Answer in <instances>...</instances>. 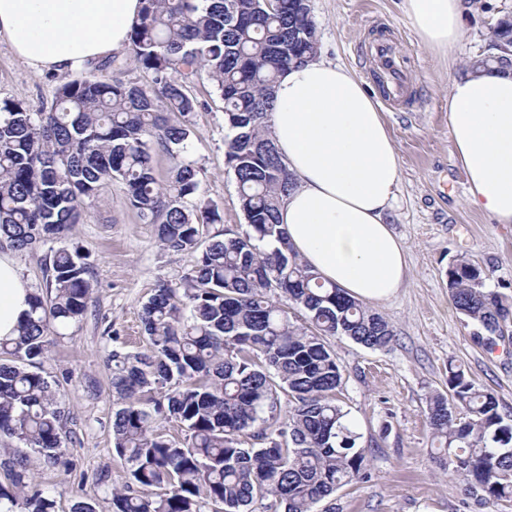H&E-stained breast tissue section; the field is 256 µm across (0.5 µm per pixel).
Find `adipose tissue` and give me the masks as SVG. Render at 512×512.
<instances>
[{
  "mask_svg": "<svg viewBox=\"0 0 512 512\" xmlns=\"http://www.w3.org/2000/svg\"><path fill=\"white\" fill-rule=\"evenodd\" d=\"M141 8V0H0V39L33 70L71 73L126 48ZM463 9V0H403L420 41L443 52L460 36ZM271 125L295 180L279 210L289 244L350 297L388 300L408 277V249L387 220L400 156L375 92L315 58L280 75ZM448 127L469 204L512 224V71L453 81ZM32 293L0 254V336L17 334Z\"/></svg>",
  "mask_w": 512,
  "mask_h": 512,
  "instance_id": "ef3b65f1",
  "label": "adipose tissue"
}]
</instances>
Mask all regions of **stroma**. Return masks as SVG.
Wrapping results in <instances>:
<instances>
[{
	"instance_id": "stroma-1",
	"label": "stroma",
	"mask_w": 512,
	"mask_h": 512,
	"mask_svg": "<svg viewBox=\"0 0 512 512\" xmlns=\"http://www.w3.org/2000/svg\"><path fill=\"white\" fill-rule=\"evenodd\" d=\"M319 36V59L338 63L381 91L371 56L380 33L392 35L406 69L412 99L382 105L401 158L396 200L389 213L394 233L410 256L408 280L376 312L393 326L388 347L367 349L331 338L343 374L339 403L355 421L366 474L320 502L316 512H512L510 501H484L448 474L427 420V400L448 390V366H463L476 384L494 393L504 419H512V322L505 338L487 350L454 308L447 271L468 260L482 271L486 290L512 298V225L496 224L467 202L466 177L448 128V91L467 60L486 53L490 28L512 15V0L467 6L459 42L441 55L422 45L402 0H310ZM60 74H38L0 40V97L50 107ZM199 105L192 116L188 160L199 170L201 199L221 216L210 233L246 230L237 183L225 162L224 103L207 79L191 87ZM79 251L92 283V298L79 323L54 339L43 367L69 414L64 466H46L29 455L34 483L70 512L76 499L96 512H112L111 489L124 479L113 448L115 400L112 349L142 351L144 303L159 285L186 276L196 255L163 249L156 227L142 221L118 179L104 182L79 224L64 239Z\"/></svg>"
}]
</instances>
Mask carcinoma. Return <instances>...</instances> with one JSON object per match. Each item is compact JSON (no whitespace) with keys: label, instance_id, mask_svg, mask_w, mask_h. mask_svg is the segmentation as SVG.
Returning <instances> with one entry per match:
<instances>
[{"label":"carcinoma","instance_id":"carcinoma-1","mask_svg":"<svg viewBox=\"0 0 512 512\" xmlns=\"http://www.w3.org/2000/svg\"><path fill=\"white\" fill-rule=\"evenodd\" d=\"M315 36L309 0H143L129 51L151 84L110 57L101 70L111 75L59 84L48 111L0 98L1 245L25 251L64 239L81 205L118 178L164 248L199 252L181 283L160 285L143 305L147 350L109 355L118 405L112 438L127 474L112 488V512H255L257 503L263 512H315L365 475L326 338L381 350L393 328L325 285L279 225L295 182L270 137L274 88L286 68L317 56ZM509 42L505 15L492 28V47ZM203 75L224 100L232 132L225 158L248 229L215 234L201 249L204 226L221 217L197 196L199 171L182 159L161 182L151 151L188 152L198 102L187 84ZM46 273L47 295L33 294L18 335L0 337V437L63 466L68 415L42 363L48 336L80 322L92 287L81 255L65 246L51 249ZM448 291L483 331L484 345L496 346L512 301L485 290L481 270L467 260L448 269ZM498 407L493 393L451 362L448 394L428 403L448 470L493 501L512 499V424ZM165 423L183 438L168 435ZM0 468L10 479L0 483V512H55V500L26 481L25 453Z\"/></svg>","mask_w":512,"mask_h":512}]
</instances>
